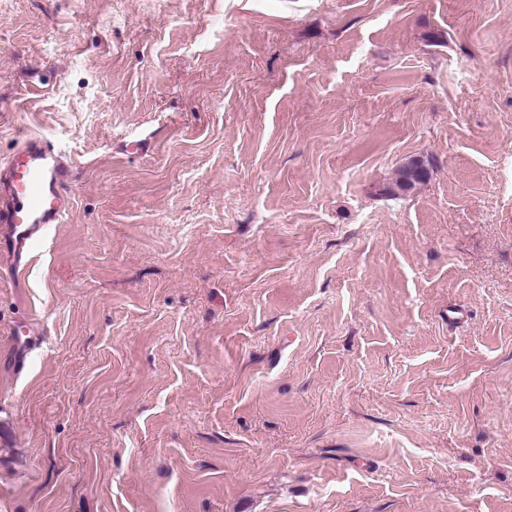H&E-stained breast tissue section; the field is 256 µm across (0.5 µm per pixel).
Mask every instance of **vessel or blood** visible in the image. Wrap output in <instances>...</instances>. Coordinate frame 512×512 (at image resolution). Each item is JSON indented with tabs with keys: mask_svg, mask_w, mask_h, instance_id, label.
<instances>
[{
	"mask_svg": "<svg viewBox=\"0 0 512 512\" xmlns=\"http://www.w3.org/2000/svg\"><path fill=\"white\" fill-rule=\"evenodd\" d=\"M75 170L54 142L39 135L26 137L21 151L0 166V244L12 276L22 274L47 225L60 222Z\"/></svg>",
	"mask_w": 512,
	"mask_h": 512,
	"instance_id": "b4317fda",
	"label": "vessel or blood"
}]
</instances>
